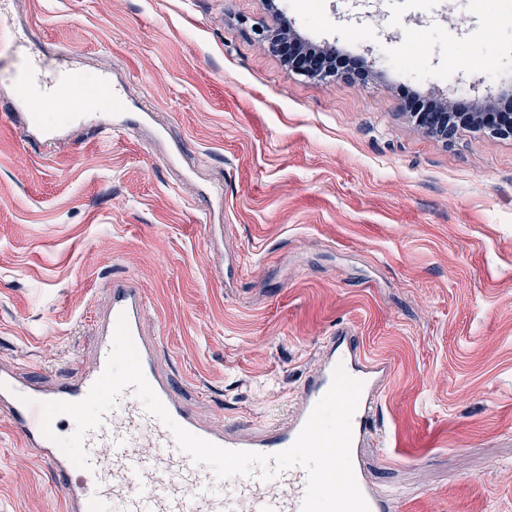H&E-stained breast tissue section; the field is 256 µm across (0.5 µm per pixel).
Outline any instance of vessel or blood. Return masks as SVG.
Wrapping results in <instances>:
<instances>
[{
	"instance_id": "1",
	"label": "vessel or blood",
	"mask_w": 512,
	"mask_h": 512,
	"mask_svg": "<svg viewBox=\"0 0 512 512\" xmlns=\"http://www.w3.org/2000/svg\"><path fill=\"white\" fill-rule=\"evenodd\" d=\"M8 44L0 57V77L17 79L26 95L13 99L21 112L37 113L24 131L47 152L59 148L63 131L87 121L88 113L74 110L65 91L81 88L82 77L66 59L46 60L40 49L11 30L0 31ZM52 106L40 115L41 106ZM151 306L136 281L114 279L106 309L95 324L91 347L93 366L79 375L42 382L24 375L9 363H0V417L23 447L44 460L59 482L64 512H302L308 472L294 466L275 471L271 480L259 475L217 478L210 466L195 462L176 444L171 430L150 415L134 389H125L116 405L105 412L100 425L88 431L83 448L89 466L82 469L48 438L41 426L45 402L84 399L103 373L118 322H125L141 360L144 376L172 419L191 433L230 450L273 455L289 448L314 406L329 390L336 370L362 384L354 414L351 461L370 512H388L385 497L377 493L360 462V450L375 431L381 386L389 375L385 360L371 357L357 336L341 327L325 339L318 372L300 388L288 414L249 430L228 426L217 430L173 396V380L161 362V337L143 333Z\"/></svg>"
}]
</instances>
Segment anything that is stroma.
I'll return each instance as SVG.
<instances>
[{
  "label": "stroma",
  "instance_id": "1",
  "mask_svg": "<svg viewBox=\"0 0 512 512\" xmlns=\"http://www.w3.org/2000/svg\"><path fill=\"white\" fill-rule=\"evenodd\" d=\"M502 0H0L128 117L47 153L0 111V360L90 366L94 309L130 276L180 401L218 428L284 415L351 328L391 369L361 462L392 512H512V138L417 129L405 92L489 110L512 90ZM368 69L296 74L258 31ZM410 49L430 73L392 66ZM47 464L0 424V512H59Z\"/></svg>",
  "mask_w": 512,
  "mask_h": 512
}]
</instances>
